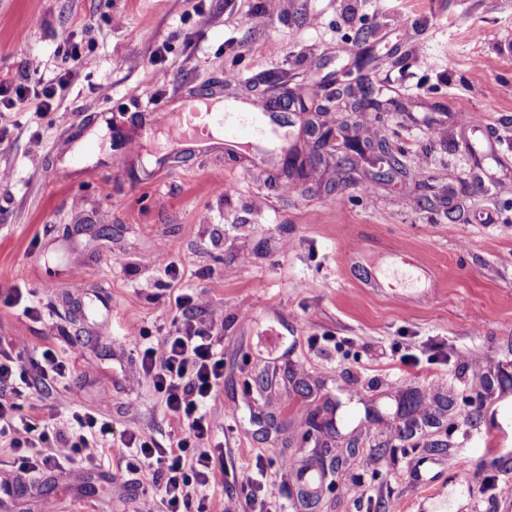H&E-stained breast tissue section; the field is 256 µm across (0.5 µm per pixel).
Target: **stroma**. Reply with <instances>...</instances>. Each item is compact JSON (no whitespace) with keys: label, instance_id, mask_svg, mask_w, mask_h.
Here are the masks:
<instances>
[{"label":"stroma","instance_id":"1","mask_svg":"<svg viewBox=\"0 0 512 512\" xmlns=\"http://www.w3.org/2000/svg\"><path fill=\"white\" fill-rule=\"evenodd\" d=\"M69 42L97 66L59 83ZM362 52L380 109L359 135L401 147L404 173L357 157L340 186L331 150L320 191L282 189L278 153L185 150L151 116L170 98L264 103L287 87L332 126ZM29 62L56 94L44 116L0 110V340L71 368L36 413L100 410L114 433L167 445L180 428L152 386L126 392L127 332L160 342L175 297L202 293L224 353L210 410L224 472L204 512H250L247 470L266 474L269 512H512L495 494L512 481V0H0V81ZM313 412L341 436L309 437ZM121 453L74 463L65 485L0 456L11 512H149L157 487ZM324 454L343 479L302 506L282 461Z\"/></svg>","mask_w":512,"mask_h":512}]
</instances>
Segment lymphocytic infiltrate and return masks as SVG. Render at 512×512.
<instances>
[{
	"instance_id": "lymphocytic-infiltrate-1",
	"label": "lymphocytic infiltrate",
	"mask_w": 512,
	"mask_h": 512,
	"mask_svg": "<svg viewBox=\"0 0 512 512\" xmlns=\"http://www.w3.org/2000/svg\"><path fill=\"white\" fill-rule=\"evenodd\" d=\"M175 303L191 313L160 343L143 347L138 378L152 385L179 420L180 434L165 447L133 431L120 437L131 452L127 470L151 478L159 488L156 512H193L192 487L208 485L224 469L223 448L210 443L215 427L210 408L224 383V357L205 317L210 302L202 294H182ZM20 347L16 340L0 344V449L20 473L47 474L64 484L84 449L111 441L112 424L102 413L80 408L72 410L69 428L24 415L33 392L66 379L69 369L49 349L23 363Z\"/></svg>"
}]
</instances>
